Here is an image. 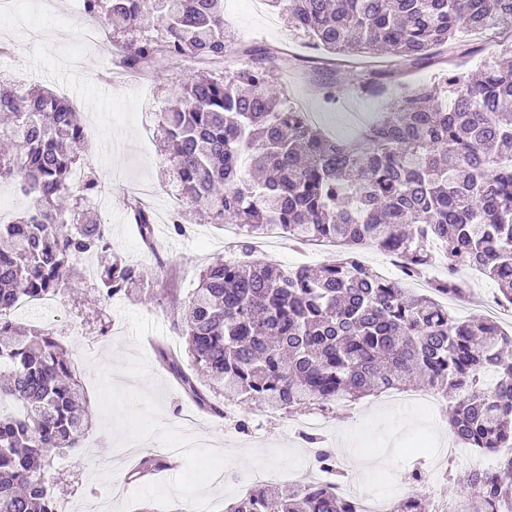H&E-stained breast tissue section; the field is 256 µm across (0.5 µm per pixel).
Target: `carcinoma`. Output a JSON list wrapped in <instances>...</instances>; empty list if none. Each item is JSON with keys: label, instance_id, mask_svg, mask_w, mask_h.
<instances>
[{"label": "carcinoma", "instance_id": "1", "mask_svg": "<svg viewBox=\"0 0 512 512\" xmlns=\"http://www.w3.org/2000/svg\"><path fill=\"white\" fill-rule=\"evenodd\" d=\"M111 36L121 66L136 71L157 56L227 61L235 44L224 28V0H82ZM288 27L330 54L385 51L405 68L432 66L454 54L460 29L512 38V0H266ZM239 67L193 71L159 113L167 173L175 195L213 224H237L241 261L216 259L199 274L174 320L183 353L161 343L158 360L203 413L224 408L201 378L224 386L243 409L296 414L327 411L415 378L443 399L454 438L494 452L512 448V334L485 317L461 318L435 300L460 297L461 267L482 270L512 305V68L490 61L476 74L450 73L438 97L406 86L351 141L328 136L271 89V65L284 52L245 48ZM337 70L313 66L319 94ZM397 78L392 70L352 74L351 91L374 98ZM0 180L16 182L33 205L0 224V512H55L44 475L52 455L73 451L90 429L89 407L71 359L49 329L20 334L13 311L22 300L53 297L78 259L112 250L106 225L77 203L101 192L80 166L84 127L53 93L0 88ZM129 215L142 240L154 239L153 213L136 201ZM301 242L333 240L347 252L317 269L284 270L254 257L251 240L269 226ZM444 249L446 274L414 293L381 278L359 256L366 246L398 250L402 273L417 277ZM139 268L116 259L97 270L98 293L113 297L140 281ZM494 378L488 386L483 379ZM318 462L335 471V454L318 434L301 435ZM163 462L139 460L138 479ZM489 512L512 496V453L494 472H466L453 486ZM227 512H349L322 487L264 485Z\"/></svg>", "mask_w": 512, "mask_h": 512}]
</instances>
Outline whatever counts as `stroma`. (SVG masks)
I'll return each mask as SVG.
<instances>
[{
	"instance_id": "1",
	"label": "stroma",
	"mask_w": 512,
	"mask_h": 512,
	"mask_svg": "<svg viewBox=\"0 0 512 512\" xmlns=\"http://www.w3.org/2000/svg\"><path fill=\"white\" fill-rule=\"evenodd\" d=\"M224 21L253 47L274 45L296 57V70L279 71L274 86L289 84L292 101L302 103L318 125L339 138L355 135L382 111V101L361 99L347 90L349 76L363 67H388L392 61L353 56L338 64L339 84L332 101L311 94L305 72L320 56L307 38L289 32L283 19L254 0H224ZM89 22L75 0H21L17 11L0 9V75L22 76L25 86L51 90L79 112L85 128L82 156L103 190L94 202L112 230V254L144 272L130 295L98 299L96 283L83 270L99 264V257L77 261V272L62 284L52 311L34 308L16 313L28 327L53 328L70 358L82 367L85 398L93 427L79 448L54 456L48 486L57 512H97L100 498L108 496L114 481H122L123 495L113 500L112 512H187L191 501L206 500L216 512L234 499L254 468L288 470L306 464L305 448L288 415L253 409L227 421L197 412L182 389L157 361L147 337L181 343L173 328L177 310L187 304L198 275L219 257H232L235 246L226 244L224 229L193 219L184 234L171 223L183 203L167 195L159 184L167 161L160 150V134L150 119L166 106L177 81L185 78V63L158 59L145 90L133 80L112 84L101 75L112 55L109 40L86 43L81 33ZM147 184L148 206L156 217L153 247H146L127 215L128 192L133 183ZM265 258L284 269L317 266L335 260V251L314 252L280 238L262 250ZM110 335H100L101 325ZM195 415L189 430L193 450L178 466L128 482L127 471L96 470L99 460L134 450L136 456L166 457L182 432L175 413ZM247 430H239V422ZM439 419L410 407H392L373 396L362 400L359 412H330L318 428L326 447L344 450L347 434L356 440L349 458L355 477L364 479L379 495L400 492L399 480L415 457L412 442L439 447L449 437Z\"/></svg>"
}]
</instances>
